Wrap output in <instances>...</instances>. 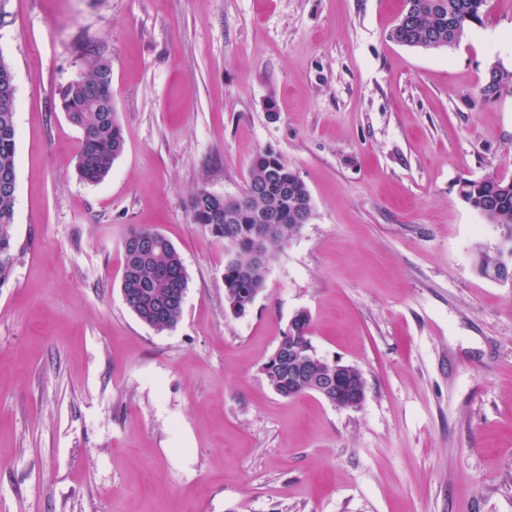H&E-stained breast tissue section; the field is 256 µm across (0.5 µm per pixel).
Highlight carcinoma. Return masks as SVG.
Wrapping results in <instances>:
<instances>
[{"label":"carcinoma","instance_id":"carcinoma-1","mask_svg":"<svg viewBox=\"0 0 512 512\" xmlns=\"http://www.w3.org/2000/svg\"><path fill=\"white\" fill-rule=\"evenodd\" d=\"M489 0H406V5L390 31V38L409 47L455 46L468 28L481 21ZM11 66L0 56V175L16 173L15 122L16 98H4L3 84ZM512 91V71L504 70L496 79L486 77L480 88L483 99L496 98ZM61 106L68 121L81 133L76 154V170L88 183L102 181L110 172L125 146L124 129L112 104V64L90 51L83 54L79 75L61 91ZM264 184L266 194L246 196L234 201L235 221L224 223V202L213 200L203 188L191 199L193 220L208 228L217 239L231 240L234 249L224 267L227 284L225 300L231 307L243 310L256 288L266 280V265L257 261L250 242L263 225L261 212L275 209L278 221L267 225L265 255L281 249L303 224L305 207L311 194L306 184L272 151L256 155L250 167L248 184ZM461 199L476 213L489 216L490 223L512 228V180L485 177L459 182ZM15 193H0V287L12 272L14 249ZM148 244L142 249L125 247L121 291L126 304L147 326L164 331L174 327L183 311L187 274L180 254L162 233L137 229L129 233ZM497 254L480 253L477 271L492 278L491 269ZM310 317L296 318L288 335L300 352L312 348L308 334ZM336 364L314 365L311 377L300 385L288 380V364L270 360L267 372L276 392L293 399L316 390L314 380L328 377Z\"/></svg>","mask_w":512,"mask_h":512}]
</instances>
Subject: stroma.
Instances as JSON below:
<instances>
[{"mask_svg": "<svg viewBox=\"0 0 512 512\" xmlns=\"http://www.w3.org/2000/svg\"><path fill=\"white\" fill-rule=\"evenodd\" d=\"M405 0H0L15 76L13 269L0 288V512H512V282L481 277L503 229L458 195L512 179V0L459 45L389 33ZM112 63L126 144L80 179L60 91L81 46ZM279 154L313 214L250 310L198 188L239 196ZM165 235L188 284L159 332L121 292L123 241ZM359 368L340 409L263 370L292 317ZM502 71V63L499 60L492 62L487 68V72L491 76ZM488 74L486 73L484 84L480 88L479 93L481 98H496L501 96L504 92H511L512 71L504 68V72L501 73L497 79H494V77L491 78Z\"/></svg>", "mask_w": 512, "mask_h": 512, "instance_id": "1", "label": "stroma"}]
</instances>
